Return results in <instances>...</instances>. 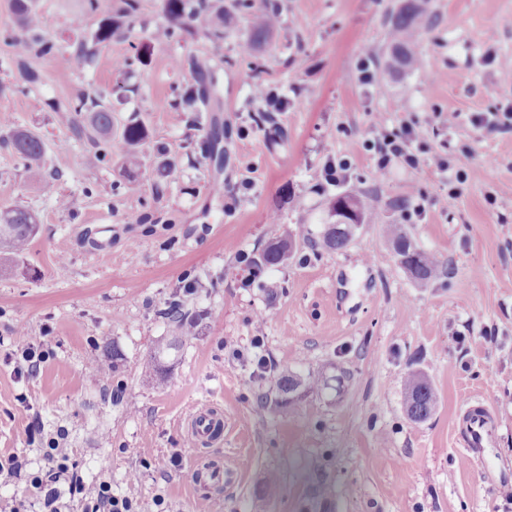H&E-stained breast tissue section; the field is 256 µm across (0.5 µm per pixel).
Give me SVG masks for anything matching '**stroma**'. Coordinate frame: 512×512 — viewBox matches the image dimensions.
I'll use <instances>...</instances> for the list:
<instances>
[{
  "label": "stroma",
  "mask_w": 512,
  "mask_h": 512,
  "mask_svg": "<svg viewBox=\"0 0 512 512\" xmlns=\"http://www.w3.org/2000/svg\"><path fill=\"white\" fill-rule=\"evenodd\" d=\"M114 0H36L47 39L68 45L90 36ZM400 0H278L283 23L269 44L239 53L248 23L231 11L224 39L182 36L155 47L165 18L159 0H138L127 38L102 46L94 62L71 53L34 57L42 79L16 91L17 71L0 68V110L46 144L53 190L33 181L0 146V209L34 212L39 226L27 253L0 276V456L40 466L42 438L61 437L85 483L101 474L115 493L162 497V512H512L499 495L512 486V134L473 127L474 112L512 104V81L487 53L512 58V0H429L431 26L421 42L424 71L402 77L383 66L385 33ZM83 16L74 29L71 19ZM193 53L219 76L218 101L204 121L232 129L223 168L200 148L201 134L170 105L189 71L172 57ZM130 57L128 71L113 67ZM371 58L375 86L362 85L358 63ZM286 101L280 132L255 125L261 109L252 82ZM105 95L117 118L138 116L149 131L135 181L121 168L113 134L106 159L57 123L49 102ZM459 119L442 129L439 113ZM417 120L433 152L457 168H480L454 207L446 179L431 169H397L377 179L365 148L374 115ZM248 126L249 135L236 129ZM351 163L350 177L324 185L328 157ZM251 178L232 209L211 185ZM369 194L379 224L362 225L343 252L315 249L328 205L339 194ZM423 194L425 219L407 230L441 254L447 271L425 285L398 265L380 224L400 221V203ZM67 207H59L57 196ZM148 212L166 228L143 233L133 216ZM110 253L94 250L102 226ZM274 238L292 242L287 266L264 267L250 287L240 253L260 258ZM194 293H186L187 283ZM179 298L197 320L180 336L165 310ZM50 357L32 377H18L16 332ZM179 337L168 358L170 383L159 388L141 363L159 343ZM262 337L268 371H258L252 342ZM113 362L96 379L92 366ZM424 373L438 406L423 423L408 419L401 380ZM326 379L295 412H283L282 373ZM499 425L482 458H470L457 432L474 400ZM224 414L221 440L191 450L185 423L200 404ZM210 464L233 471L197 491L195 472ZM276 498H258L268 473Z\"/></svg>",
  "instance_id": "35a3bbf8"
}]
</instances>
